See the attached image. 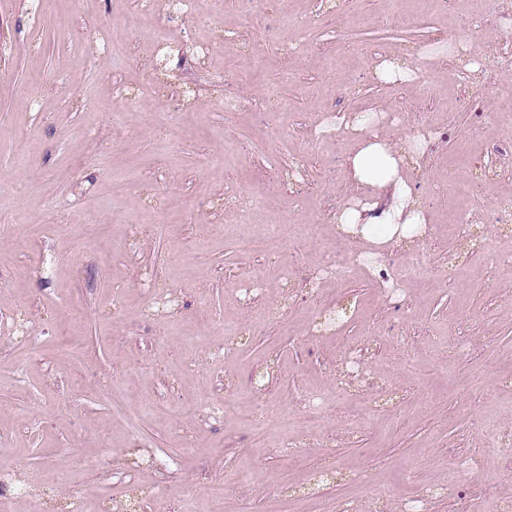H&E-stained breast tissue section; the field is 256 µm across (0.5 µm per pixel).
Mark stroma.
<instances>
[{"instance_id": "stroma-1", "label": "stroma", "mask_w": 512, "mask_h": 512, "mask_svg": "<svg viewBox=\"0 0 512 512\" xmlns=\"http://www.w3.org/2000/svg\"><path fill=\"white\" fill-rule=\"evenodd\" d=\"M259 2L256 31L239 0H224L214 20L207 6L175 18L156 0L181 45L215 43L201 66L161 64L148 37L128 35L138 0H0V312L45 329L35 346L19 327L0 335V471L19 481L0 512L76 498L85 512H184L190 496L202 512L213 491L248 499L252 512H308L303 493L323 469V501L346 497L356 512L423 496L428 512L512 501L499 448L512 432V265L489 266L463 245L474 233L512 253V228L456 221L512 200V129L493 121L512 104V37L502 35L512 11L503 0H407L398 15L388 0ZM106 22L129 51L124 63L97 50L93 33ZM451 33L458 45L446 43ZM382 57L414 58L416 80L378 82ZM207 69L229 82H204ZM283 70L288 83L272 85ZM116 82L139 100L118 124ZM227 96L242 108L225 111ZM374 105L393 133L429 118L409 177L434 217L419 245L430 275L390 299L358 266L340 280L315 277L327 249L343 247L326 218L347 191L349 144L335 130L312 149L307 134L323 113ZM163 136L180 149L160 148ZM451 175L474 180L475 198L437 194ZM160 187L168 216L156 224L147 204ZM239 191L277 203L243 224L229 204ZM267 224L284 237L266 247ZM301 224L320 225L321 237L300 238ZM148 280L177 297V317L146 315ZM224 322L241 332L218 360ZM459 334L467 355H438ZM363 342L372 356L354 377L340 354ZM303 386L323 394V412L315 426L299 421L290 459L275 446L280 429L199 413L215 390L253 387L244 410L259 402L299 420ZM476 448L482 473L430 496ZM154 454L176 458L177 470L160 471ZM144 486L158 498H141Z\"/></svg>"}]
</instances>
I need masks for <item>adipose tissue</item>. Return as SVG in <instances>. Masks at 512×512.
Here are the masks:
<instances>
[{
  "label": "adipose tissue",
  "mask_w": 512,
  "mask_h": 512,
  "mask_svg": "<svg viewBox=\"0 0 512 512\" xmlns=\"http://www.w3.org/2000/svg\"><path fill=\"white\" fill-rule=\"evenodd\" d=\"M373 114L368 121L354 113L338 124L351 147L345 160L348 192L335 221L339 238L351 249L378 255L424 239L429 219L408 182L418 158L417 135L389 137L383 131L385 111Z\"/></svg>",
  "instance_id": "1"
}]
</instances>
